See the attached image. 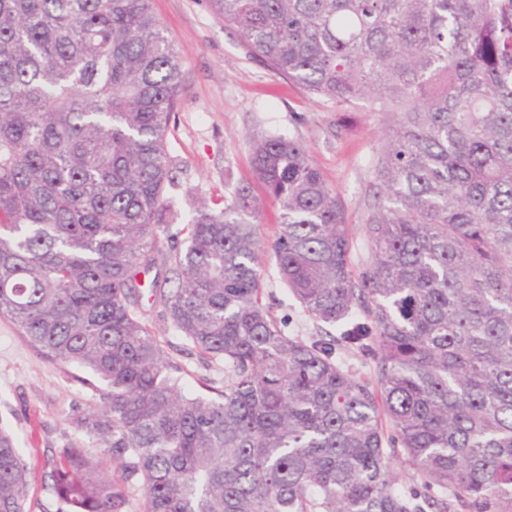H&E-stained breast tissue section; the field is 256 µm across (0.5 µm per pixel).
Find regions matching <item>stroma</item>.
<instances>
[{"label": "stroma", "mask_w": 512, "mask_h": 512, "mask_svg": "<svg viewBox=\"0 0 512 512\" xmlns=\"http://www.w3.org/2000/svg\"><path fill=\"white\" fill-rule=\"evenodd\" d=\"M153 9L177 47L183 89L168 138L174 161L177 200L170 232L187 224L194 205L224 196L228 185L250 179V138L275 133L298 139L336 196L349 226V263L361 273L372 260L364 224V189L373 178L384 118L377 112L346 111L283 80L250 56L238 33L210 12L205 0H153ZM263 288L274 292V313L288 330L312 336L316 326L287 295L273 263L263 269ZM148 324L165 351L181 362L188 388L202 379L224 384L223 367L175 331L151 291H142ZM95 377L74 364L43 357L0 320V425L13 430L33 480L27 487L29 512H59L41 480L58 448L76 432L68 423L93 399Z\"/></svg>", "instance_id": "1"}]
</instances>
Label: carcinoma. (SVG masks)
I'll return each instance as SVG.
<instances>
[{
    "label": "carcinoma",
    "mask_w": 512,
    "mask_h": 512,
    "mask_svg": "<svg viewBox=\"0 0 512 512\" xmlns=\"http://www.w3.org/2000/svg\"><path fill=\"white\" fill-rule=\"evenodd\" d=\"M207 4L277 75L390 118L372 264L354 278L336 197L279 134L252 138L255 184L160 250L182 64L152 0H0V318L100 382L43 484L60 512H127L132 483L142 512H512V0ZM257 187L280 207L271 242ZM268 252L319 334L288 335L263 299ZM151 270L223 388L185 389L140 303ZM399 451L420 485L392 476ZM29 479L0 428V512H27ZM340 357L346 367L349 368L357 378L370 379L372 377L374 363L370 357L351 351H340Z\"/></svg>",
    "instance_id": "1"
}]
</instances>
